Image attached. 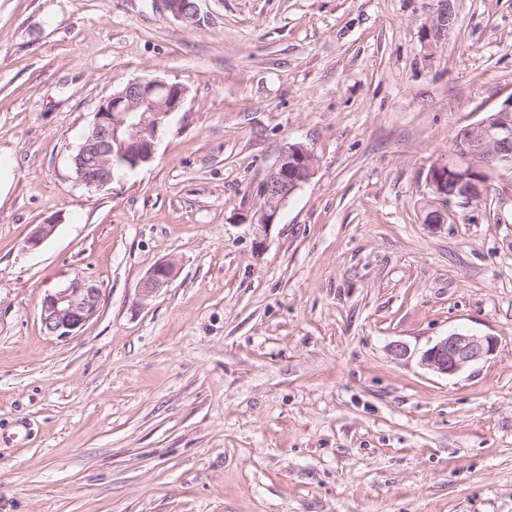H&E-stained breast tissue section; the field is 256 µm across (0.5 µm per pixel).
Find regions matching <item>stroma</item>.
I'll return each mask as SVG.
<instances>
[{
  "label": "stroma",
  "instance_id": "stroma-1",
  "mask_svg": "<svg viewBox=\"0 0 512 512\" xmlns=\"http://www.w3.org/2000/svg\"><path fill=\"white\" fill-rule=\"evenodd\" d=\"M454 4L431 50L433 0H198V28L0 0V512H512V173L425 222L430 169L512 96V0ZM145 76L182 109L152 162L85 187L95 112ZM297 143L312 174L261 230ZM77 275L98 313L46 335ZM456 329L495 354L422 366ZM455 24L452 1L437 0L436 8L424 26V39L430 49H436L448 38ZM313 164V155L303 145L292 144L282 153L260 188L264 202L257 225L261 229L265 231L276 223L284 202L309 179ZM176 275L175 264L171 261L156 263L140 284L139 290L143 297H150L167 287ZM101 288L91 279L76 276L48 293L41 306L44 332L65 339L81 330L98 312Z\"/></svg>",
  "mask_w": 512,
  "mask_h": 512
}]
</instances>
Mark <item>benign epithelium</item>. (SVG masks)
I'll return each mask as SVG.
<instances>
[{
  "label": "benign epithelium",
  "mask_w": 512,
  "mask_h": 512,
  "mask_svg": "<svg viewBox=\"0 0 512 512\" xmlns=\"http://www.w3.org/2000/svg\"><path fill=\"white\" fill-rule=\"evenodd\" d=\"M163 10L174 20L188 26L201 25L197 3L189 0H162ZM455 24L451 0H437L436 8L424 26V42L435 49L448 38ZM185 91L177 83L162 78L135 79L104 99L95 112L90 129L77 153L72 157L76 179L90 188H103L112 182L113 168L121 162L126 169H136L154 159L156 141L168 117L179 111ZM469 140L453 150L448 162L433 167L427 182L431 194L441 202L475 212L485 201L481 189H473L463 179L476 160L495 171H512V97L498 109L493 123L481 121L468 127ZM314 157L300 144L285 150L263 181L260 197L263 206L257 225L266 230L276 223L287 198L312 172ZM461 176V201L448 197V176ZM56 229L42 224L28 239L36 249ZM176 275L171 261L156 263L140 284L144 297L167 287ZM101 288L91 279L76 276L66 285L48 293L41 306L44 332L66 339L81 330L98 312ZM497 347L491 336L469 331H454L439 338L421 356L428 370L446 376L456 375L468 367L485 361Z\"/></svg>",
  "instance_id": "7a95c632"
}]
</instances>
